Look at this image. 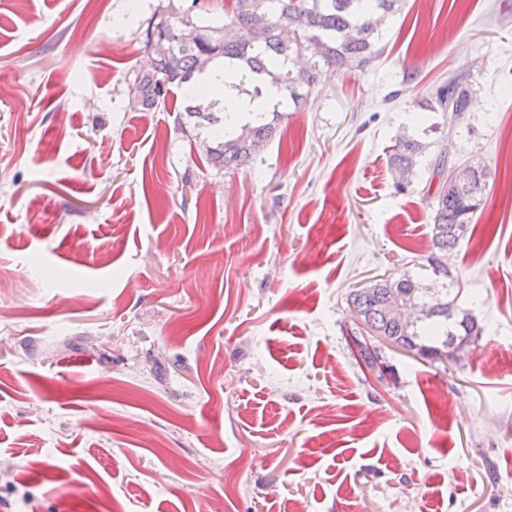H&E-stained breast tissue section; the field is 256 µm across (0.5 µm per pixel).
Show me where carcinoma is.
<instances>
[{
  "label": "carcinoma",
  "mask_w": 512,
  "mask_h": 512,
  "mask_svg": "<svg viewBox=\"0 0 512 512\" xmlns=\"http://www.w3.org/2000/svg\"><path fill=\"white\" fill-rule=\"evenodd\" d=\"M224 25H199L183 16L168 15L149 22L143 43L165 40L169 52L151 58V69L137 73L128 84L134 103L152 109L166 101L170 87H185V121L182 130L200 139L207 162L222 168H239L251 163L276 134L286 117L277 109L260 112L239 129L225 128L224 113L218 108V91L204 82L214 66H230L255 77L252 88L242 92L253 99L262 96L269 83L283 95V106L299 110L309 100L312 87L322 72L339 68H362L382 52L381 25L397 11L400 0H232ZM469 91L459 82L439 89L434 111L451 105L453 115L467 111ZM425 145L403 135L390 155L395 187L405 191L409 176L420 165ZM491 170L476 165L471 182L455 186L443 180L429 183L433 224L431 252L424 268L442 282L443 292L420 287L422 280L403 272L354 291L351 303L365 324L392 342L424 359L436 361L456 342L480 335L477 319L462 308L448 318V298H458L455 282L448 279L443 263L448 252L459 245L452 233L458 224H471L480 207ZM401 299L427 308L415 322L400 323L384 315L392 300Z\"/></svg>",
  "instance_id": "carcinoma-1"
}]
</instances>
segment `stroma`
<instances>
[{
    "mask_svg": "<svg viewBox=\"0 0 512 512\" xmlns=\"http://www.w3.org/2000/svg\"><path fill=\"white\" fill-rule=\"evenodd\" d=\"M228 10L0 0V512H512V0H401L238 169L179 88L126 93L152 18ZM451 79L458 119L425 108ZM444 146L491 170L449 258L482 333L445 364L380 343L381 377L349 295L419 274ZM424 149L425 145L419 140L406 134L400 137L395 151L390 155V167L398 191H406L410 186L409 176L420 165Z\"/></svg>",
    "mask_w": 512,
    "mask_h": 512,
    "instance_id": "1",
    "label": "stroma"
}]
</instances>
